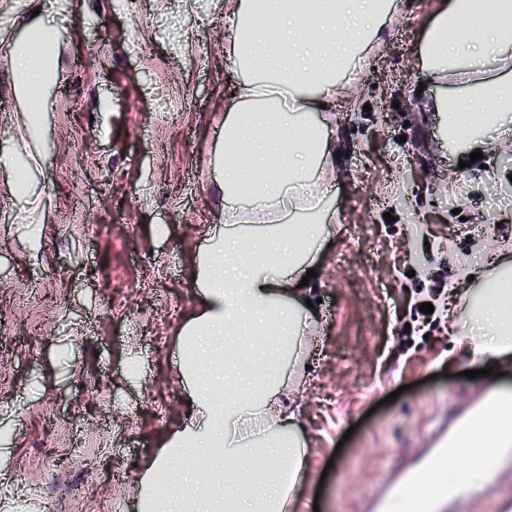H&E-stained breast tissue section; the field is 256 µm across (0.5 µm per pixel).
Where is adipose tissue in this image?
Listing matches in <instances>:
<instances>
[{"label":"adipose tissue","mask_w":512,"mask_h":512,"mask_svg":"<svg viewBox=\"0 0 512 512\" xmlns=\"http://www.w3.org/2000/svg\"><path fill=\"white\" fill-rule=\"evenodd\" d=\"M512 0H484L473 15L474 35L467 44L445 42L437 77H447V59L468 52L512 66V31L500 23ZM360 15V37L378 15L376 0H313L302 15L284 10L280 0H240L227 20L232 30H253L249 42L234 41L235 65L253 68L264 60L282 71L276 84L251 80L232 93L224 118V221L214 225L197 257V313L182 328L176 355L177 378L192 404L191 413L173 430L164 449L139 475L140 512H288L291 487L307 459L303 428L283 395L299 393V362L306 333L316 318L307 307L311 289L301 286L316 268L323 225L314 223L315 201L329 189L336 170V144L324 135L335 122L338 102L352 104L356 85L344 100L336 98L330 68L342 61L343 48L319 47L301 31L350 27ZM468 263L439 304L449 322L467 326L454 342L463 355L487 358L491 368L512 362V261L489 253L474 296ZM270 323L276 338L256 343V324ZM247 345L246 361H225L224 339ZM266 369L261 390L251 379L255 365ZM233 387L237 399L224 398ZM209 456L206 485H199L185 458Z\"/></svg>","instance_id":"ef3b65f1"}]
</instances>
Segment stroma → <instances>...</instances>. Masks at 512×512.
Returning <instances> with one entry per match:
<instances>
[{
  "label": "stroma",
  "instance_id": "1",
  "mask_svg": "<svg viewBox=\"0 0 512 512\" xmlns=\"http://www.w3.org/2000/svg\"><path fill=\"white\" fill-rule=\"evenodd\" d=\"M359 108L327 134L342 156L322 203L319 318L292 403L309 441L296 512H383L385 488L432 452L490 385L444 323L404 332L418 290L459 261L512 253L503 149L459 168L426 66L439 0H395ZM226 0H0V505L137 512L140 467L189 413L176 380L195 260L224 221L215 186L225 95L249 81L224 47ZM53 33L56 76L21 92L11 52ZM393 212L386 221L384 212ZM512 505V465L461 512Z\"/></svg>",
  "mask_w": 512,
  "mask_h": 512
}]
</instances>
